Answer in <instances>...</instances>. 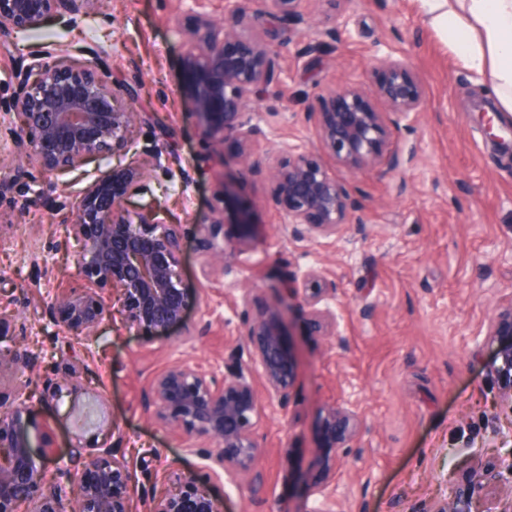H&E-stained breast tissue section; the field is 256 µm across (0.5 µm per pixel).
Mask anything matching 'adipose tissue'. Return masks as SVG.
<instances>
[{"label":"adipose tissue","mask_w":512,"mask_h":512,"mask_svg":"<svg viewBox=\"0 0 512 512\" xmlns=\"http://www.w3.org/2000/svg\"><path fill=\"white\" fill-rule=\"evenodd\" d=\"M449 51L512 114V0H420Z\"/></svg>","instance_id":"1"}]
</instances>
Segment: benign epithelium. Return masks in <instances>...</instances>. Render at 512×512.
Returning <instances> with one entry per match:
<instances>
[{"instance_id":"benign-epithelium-1","label":"benign epithelium","mask_w":512,"mask_h":512,"mask_svg":"<svg viewBox=\"0 0 512 512\" xmlns=\"http://www.w3.org/2000/svg\"><path fill=\"white\" fill-rule=\"evenodd\" d=\"M187 42L191 75L189 90L195 102L192 116L206 140L224 141L230 135L240 146L251 169H261L254 147L265 137L263 129L245 112L246 104L266 94L272 85L279 53L264 39L268 17H284L300 25L302 14L295 0H236L220 26L200 12ZM93 0H0V38L17 30H37L53 15H77ZM235 51L225 53L227 42ZM63 50L42 46L31 63L16 76L7 107L18 125L0 130L13 140L32 167L49 176L76 169L91 157L114 154L128 146L132 112L142 83L136 73L121 78L101 61L73 67L61 59ZM385 79L372 91L370 102L358 87L327 90L332 108L309 112L320 149L288 146V159L271 168L277 182L276 201L284 204L293 238H336L344 234L353 208L347 184L323 161L326 153L354 173L381 161L385 139L401 122L425 108L420 81L404 58L376 57ZM143 168L134 162L91 183L83 196L68 205L58 193L59 208L71 213L70 231L80 243L77 274L82 289L56 297L48 305L53 323L72 336H87L92 328L112 318V301L105 292H118L120 311L127 323L156 334L180 324L186 310L199 304L200 291L189 293L176 273L185 236L196 239L204 256L235 255L250 245L246 231L251 221L241 220L245 232L231 244L224 238V219L200 214L191 224H165L153 210H132L127 200L140 186ZM36 176L16 167L0 176V194L20 186L29 188ZM313 332L338 333L332 303L335 282L317 269L308 270L295 288ZM243 323L248 336V361L232 354L224 361V380L214 372L202 373L176 365L154 381L148 404L165 422L183 429L194 441H208L216 449L205 453L206 468L220 480L244 472L257 457V429L263 408L258 403L253 374L265 379L271 399L288 405L294 385L293 366L286 353L278 310L264 305L250 291L241 296ZM494 365L502 394L512 401V345L497 353ZM90 379L85 367L71 368L66 385L46 379L45 393L56 396L85 388ZM24 406L0 415V512H19L26 504L32 512H64L73 488H78V512H129L128 476L123 463L108 450L84 456L73 451L59 457L56 471L67 478L49 477L32 453L22 421ZM353 414L332 412L327 423V461L357 434ZM491 483L512 485V468L499 465L484 479L467 477L452 486L441 512H487L483 506ZM152 512H221L219 501L191 475L178 474L174 488L154 502Z\"/></svg>"}]
</instances>
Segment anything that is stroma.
Wrapping results in <instances>:
<instances>
[{"instance_id": "1", "label": "stroma", "mask_w": 512, "mask_h": 512, "mask_svg": "<svg viewBox=\"0 0 512 512\" xmlns=\"http://www.w3.org/2000/svg\"><path fill=\"white\" fill-rule=\"evenodd\" d=\"M295 8L306 18L296 29L266 23L282 57L272 91L247 107L266 132L255 152L261 174L242 163L233 138L210 144L200 136L185 60L196 19L183 0H95L0 46L1 127L16 123L2 99L33 49L53 44L76 58L103 48L112 72L135 67L142 82L132 151L144 177L132 207L156 209L168 224L223 209L229 241L240 234L242 214L253 223L249 249L228 261H203L195 239H186L178 274L203 301L167 335L117 319L96 327L86 344L47 316L51 300L78 284L80 247L67 212H48L17 189L0 201V301L10 321L0 352L26 347L38 357L31 372L0 364V404L26 398L29 434L50 425L62 455L92 452L97 427L111 419L131 512H152L178 473L195 474L223 512H315L326 486L335 512H439L462 476L512 461V415L493 370L500 339L491 333L495 317L512 308V116L499 117L501 143L486 137L476 106L487 92L417 0H297ZM337 26L339 37L327 38ZM314 41L322 52L306 53ZM380 51L410 60L426 108L387 141L382 165L348 178L354 208L342 236L293 240L266 170L290 145L317 148L305 115L331 100L316 89H374L384 77L373 65ZM118 164L103 154L37 188L46 194L58 185L75 200ZM205 262L212 276H203ZM312 267L336 283L338 334H315L304 323L294 288ZM250 288L282 314L295 383L282 408L255 378L265 405L260 452L249 472L216 481L202 452L188 451L186 434L160 419L146 397L171 366L220 370L232 349L246 347L240 296ZM83 362L104 406L42 398L45 373L63 382ZM339 407L357 415L359 435L328 471L325 422Z\"/></svg>"}]
</instances>
